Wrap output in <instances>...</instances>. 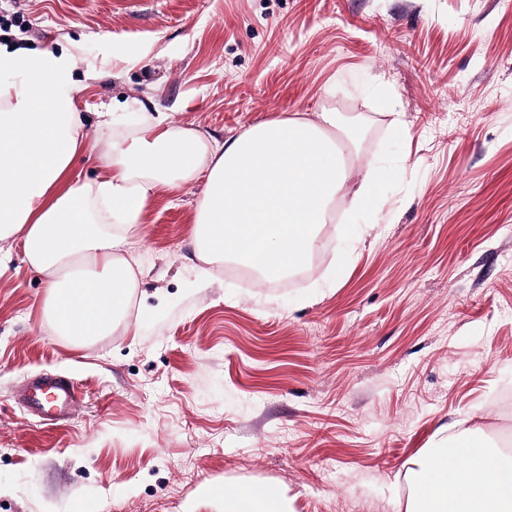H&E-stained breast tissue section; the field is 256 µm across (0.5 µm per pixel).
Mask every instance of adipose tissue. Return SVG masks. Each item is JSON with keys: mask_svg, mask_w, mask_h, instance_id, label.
<instances>
[{"mask_svg": "<svg viewBox=\"0 0 512 512\" xmlns=\"http://www.w3.org/2000/svg\"><path fill=\"white\" fill-rule=\"evenodd\" d=\"M75 65L68 51L0 43V242H21L45 277V318L74 344L111 335L127 314L138 278L123 246L159 191L205 178L194 229L201 260L233 259L264 282L307 263L346 185L353 217L374 202L383 173L342 160L337 139L352 121L341 113L281 116L221 146L192 126L148 115L131 126L119 112L100 113L89 133ZM83 149L105 176H73ZM472 434L451 435L460 456L412 461L406 512H512V456L471 451ZM224 512L290 509L276 487L253 485L226 495Z\"/></svg>", "mask_w": 512, "mask_h": 512, "instance_id": "1", "label": "adipose tissue"}]
</instances>
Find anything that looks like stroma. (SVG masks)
I'll list each match as a JSON object with an SVG mask.
<instances>
[{
	"label": "stroma",
	"instance_id": "1",
	"mask_svg": "<svg viewBox=\"0 0 512 512\" xmlns=\"http://www.w3.org/2000/svg\"><path fill=\"white\" fill-rule=\"evenodd\" d=\"M2 17L0 40L75 54L87 131L116 104L219 142L333 108L385 176L381 237L349 249L337 197L276 288L202 265L204 180L159 192L126 251L128 313L82 346L0 245V512H224L206 486L248 484L292 512H404L438 430L512 442V0H0ZM50 369L83 390L61 425L15 400Z\"/></svg>",
	"mask_w": 512,
	"mask_h": 512
}]
</instances>
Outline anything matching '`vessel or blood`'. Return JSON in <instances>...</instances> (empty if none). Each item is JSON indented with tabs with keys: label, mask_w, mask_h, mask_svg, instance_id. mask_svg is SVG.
I'll return each mask as SVG.
<instances>
[{
	"label": "vessel or blood",
	"mask_w": 512,
	"mask_h": 512,
	"mask_svg": "<svg viewBox=\"0 0 512 512\" xmlns=\"http://www.w3.org/2000/svg\"><path fill=\"white\" fill-rule=\"evenodd\" d=\"M81 398L78 383L58 371L33 376L18 394V400L26 410L45 422L66 419Z\"/></svg>",
	"instance_id": "vessel-or-blood-1"
}]
</instances>
